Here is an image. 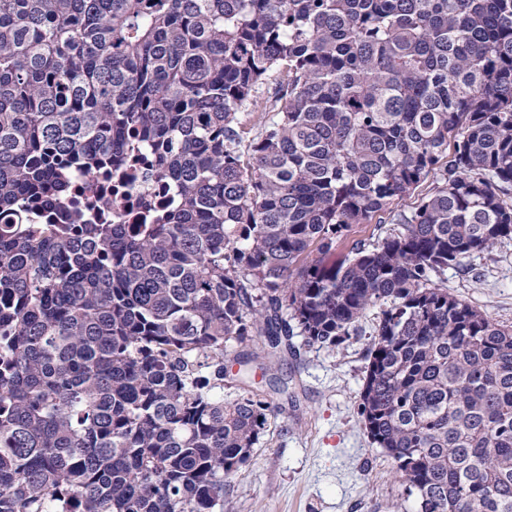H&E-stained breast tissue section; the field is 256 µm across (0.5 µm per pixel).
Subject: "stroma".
Returning <instances> with one entry per match:
<instances>
[{"label": "stroma", "mask_w": 512, "mask_h": 512, "mask_svg": "<svg viewBox=\"0 0 512 512\" xmlns=\"http://www.w3.org/2000/svg\"><path fill=\"white\" fill-rule=\"evenodd\" d=\"M468 264V274L448 270L449 291L512 325V240ZM376 316L368 311L359 334L339 348L304 347L289 358L286 392L273 393L258 371L225 379V398L246 388L283 412L269 418L250 460L228 478L224 512H390L396 503L411 512L393 461L371 444L358 416Z\"/></svg>", "instance_id": "obj_1"}]
</instances>
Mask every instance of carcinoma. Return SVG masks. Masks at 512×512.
Instances as JSON below:
<instances>
[{
    "label": "carcinoma",
    "instance_id": "carcinoma-1",
    "mask_svg": "<svg viewBox=\"0 0 512 512\" xmlns=\"http://www.w3.org/2000/svg\"><path fill=\"white\" fill-rule=\"evenodd\" d=\"M144 144L151 223L27 219ZM504 240L512 0H0V512H218L283 412L214 394L228 343L267 373L375 307L417 512H512V325L444 286Z\"/></svg>",
    "mask_w": 512,
    "mask_h": 512
}]
</instances>
